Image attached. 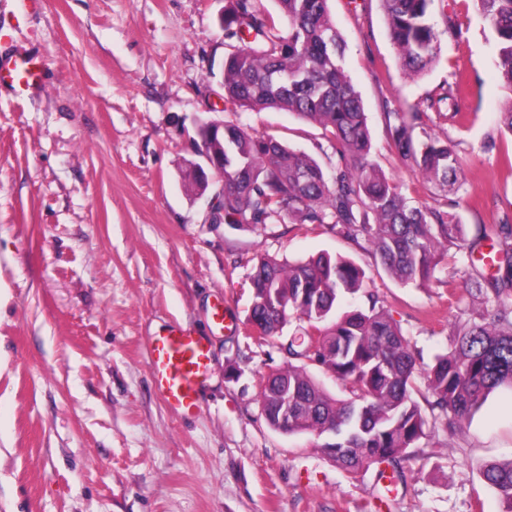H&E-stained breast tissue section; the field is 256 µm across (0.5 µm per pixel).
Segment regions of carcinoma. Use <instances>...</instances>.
Listing matches in <instances>:
<instances>
[{
	"label": "carcinoma",
	"mask_w": 512,
	"mask_h": 512,
	"mask_svg": "<svg viewBox=\"0 0 512 512\" xmlns=\"http://www.w3.org/2000/svg\"><path fill=\"white\" fill-rule=\"evenodd\" d=\"M274 2L276 15L259 0H231L224 30L241 46L224 57V102L289 112L319 125L336 160L326 171L273 136L224 122V134L209 135L211 147L224 152V211L212 223L238 228L287 219L327 226L371 253L402 286L428 281L453 248L472 253L488 240L497 246L488 255L490 276L466 273L477 290L478 320L459 331L426 374L376 294H366L361 306L347 303L366 278L354 261L327 252L294 262L261 254L252 266L249 318L258 320L262 336L274 338L298 321L288 337L287 367L263 378L259 405L268 425L279 426L278 393L286 385L284 432L326 438L321 451L354 480L375 463L390 464L400 476L401 461L429 425L417 397L433 411L464 419L492 391L512 389V224L481 228L468 241L455 214L412 204L409 186L372 159L367 115L345 68V42L329 0ZM380 2L405 71L423 74L440 51L431 15L444 0ZM474 3L495 33L496 66L512 93V0ZM385 121L400 163L442 187L461 182L457 151L425 131L428 113L387 112ZM418 127L420 139L414 137ZM308 365L340 380L350 398L332 397L307 373ZM482 476L504 512H512V460L485 464Z\"/></svg>",
	"instance_id": "carcinoma-1"
}]
</instances>
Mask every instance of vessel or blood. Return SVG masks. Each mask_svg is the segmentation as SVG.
<instances>
[{
  "label": "vessel or blood",
  "mask_w": 512,
  "mask_h": 512,
  "mask_svg": "<svg viewBox=\"0 0 512 512\" xmlns=\"http://www.w3.org/2000/svg\"><path fill=\"white\" fill-rule=\"evenodd\" d=\"M4 80L29 89L38 81V65L30 59L0 57V82ZM147 365L155 390L168 409L180 416L198 411L211 372L205 337L183 326L149 337Z\"/></svg>",
  "instance_id": "vessel-or-blood-1"
}]
</instances>
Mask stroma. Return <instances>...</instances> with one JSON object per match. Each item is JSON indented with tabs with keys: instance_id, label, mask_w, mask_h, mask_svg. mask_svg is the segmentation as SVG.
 I'll use <instances>...</instances> for the list:
<instances>
[{
	"instance_id": "35a3bbf8",
	"label": "stroma",
	"mask_w": 512,
	"mask_h": 512,
	"mask_svg": "<svg viewBox=\"0 0 512 512\" xmlns=\"http://www.w3.org/2000/svg\"><path fill=\"white\" fill-rule=\"evenodd\" d=\"M228 0H0V54L43 64L38 85H0V512H503L481 476L512 460V390L451 431L427 429L403 479L378 465L351 480L310 434H282L259 407L277 341L247 335L250 258L321 251L354 259L412 339L422 366L478 304L447 263L401 286L373 257L305 224L234 229L187 190L202 120L269 134L328 166L322 130L286 112L225 110ZM373 155L412 201L453 209L468 234L512 224V134L494 37L472 0L434 11L436 62L408 78L379 0H330ZM459 32L448 34L447 19ZM458 84L429 134L463 159L459 191L396 161L384 114L426 111ZM463 119H455V112ZM227 310L234 327L211 323ZM181 324L206 336L211 374L182 418L155 393L149 337Z\"/></svg>"
}]
</instances>
